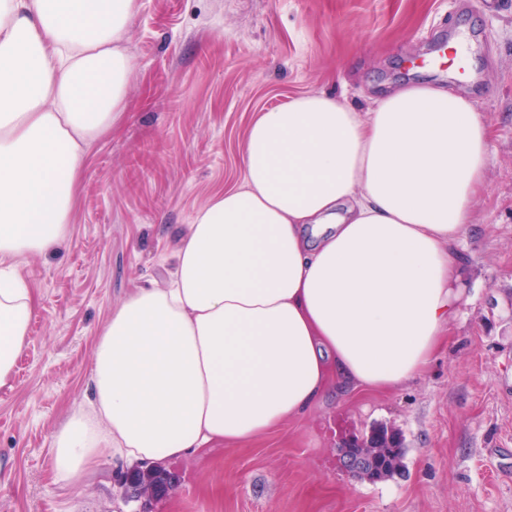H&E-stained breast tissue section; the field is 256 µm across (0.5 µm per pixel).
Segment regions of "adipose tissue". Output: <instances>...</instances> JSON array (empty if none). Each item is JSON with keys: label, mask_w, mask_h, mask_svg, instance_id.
Wrapping results in <instances>:
<instances>
[{"label": "adipose tissue", "mask_w": 512, "mask_h": 512, "mask_svg": "<svg viewBox=\"0 0 512 512\" xmlns=\"http://www.w3.org/2000/svg\"><path fill=\"white\" fill-rule=\"evenodd\" d=\"M136 0H0V386L27 347L35 298L21 263L68 231L92 142L131 70ZM491 130L443 86L405 85L370 112L313 93L263 110L240 186L189 224L169 284L113 310L89 408L55 434L69 481L118 462L200 455L264 436L329 390L400 385L455 322Z\"/></svg>", "instance_id": "adipose-tissue-1"}]
</instances>
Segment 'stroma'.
I'll use <instances>...</instances> for the list:
<instances>
[{"instance_id": "35a3bbf8", "label": "stroma", "mask_w": 512, "mask_h": 512, "mask_svg": "<svg viewBox=\"0 0 512 512\" xmlns=\"http://www.w3.org/2000/svg\"><path fill=\"white\" fill-rule=\"evenodd\" d=\"M139 0L124 110L94 141L69 231L22 272L30 342L0 387V512H136L139 478L103 449L76 479L52 442L87 400L95 342L135 289L163 287L195 214L243 179L262 110L329 91L366 112L384 91L439 84L487 117L492 154L474 206L462 315L432 363L376 393L329 392L279 431L169 461L153 512H512V0ZM466 36L464 72L433 65ZM393 439L404 468L356 478L339 449Z\"/></svg>"}]
</instances>
